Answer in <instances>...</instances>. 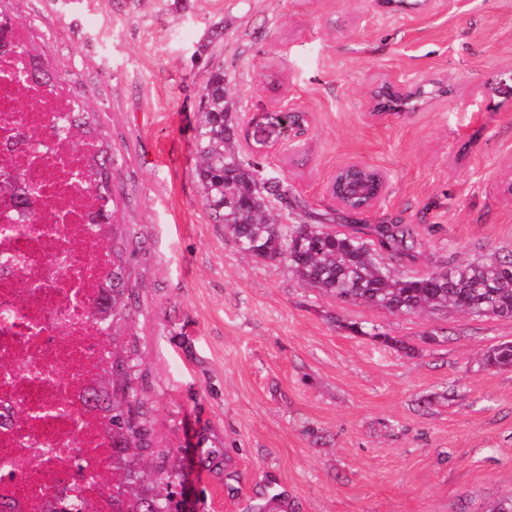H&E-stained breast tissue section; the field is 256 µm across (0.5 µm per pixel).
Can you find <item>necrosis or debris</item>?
I'll return each mask as SVG.
<instances>
[{"label":"necrosis or debris","instance_id":"1","mask_svg":"<svg viewBox=\"0 0 512 512\" xmlns=\"http://www.w3.org/2000/svg\"><path fill=\"white\" fill-rule=\"evenodd\" d=\"M30 69L20 29L0 26V179L21 185L0 200V512H53L72 492L118 512L95 480L112 441L89 400L108 361L90 311L111 268L103 202L75 184L91 177L93 145L59 143L77 101Z\"/></svg>","mask_w":512,"mask_h":512}]
</instances>
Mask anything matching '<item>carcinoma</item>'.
<instances>
[{
    "label": "carcinoma",
    "instance_id": "carcinoma-1",
    "mask_svg": "<svg viewBox=\"0 0 512 512\" xmlns=\"http://www.w3.org/2000/svg\"><path fill=\"white\" fill-rule=\"evenodd\" d=\"M201 118L194 139L195 175L211 216L224 225L239 250L288 264L305 284L340 299H351L409 314L423 309L461 311L473 316L512 318V254L485 263H467L444 272L396 276L379 261L380 253L413 262L415 241L406 224L356 225L347 232L333 231L318 224L279 223L285 213L272 214L276 203L287 201L288 189L275 178H266L261 164L240 152L239 123L234 103L228 97L224 65L208 69L201 90ZM89 125L88 113L76 112L60 125L61 137L80 142L81 130ZM96 178L83 186L108 201L111 186L107 170L114 157L96 142L91 156ZM112 324L102 326L105 336L117 333L129 317L123 300L126 288L123 250L112 245ZM488 367H512V344L488 351ZM112 385H122L127 395H100L98 412L105 428L112 429V472L99 477L104 488H112L121 504L120 512H138L140 505L123 496L120 485L132 482L134 471L126 468L131 451L143 447L146 436L140 412L135 408L137 393L129 384L124 362H112Z\"/></svg>",
    "mask_w": 512,
    "mask_h": 512
}]
</instances>
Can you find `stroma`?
<instances>
[{
	"instance_id": "obj_1",
	"label": "stroma",
	"mask_w": 512,
	"mask_h": 512,
	"mask_svg": "<svg viewBox=\"0 0 512 512\" xmlns=\"http://www.w3.org/2000/svg\"><path fill=\"white\" fill-rule=\"evenodd\" d=\"M41 69L94 115L117 165L132 318L119 337L149 471L183 512H483L512 495V368L485 366L512 318L392 314L242 255L214 222L193 143L208 62L239 122L260 116L288 221L406 224L425 274L512 251V0H0ZM443 82L419 109L365 115L375 80ZM483 112L460 106L489 80ZM309 112L289 143L279 115ZM382 171L375 209L339 208L337 167Z\"/></svg>"
}]
</instances>
